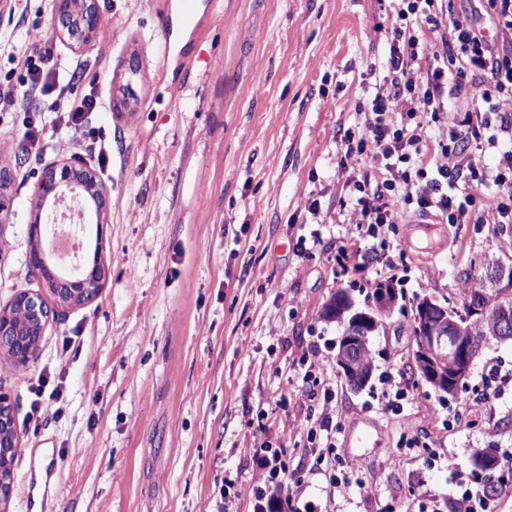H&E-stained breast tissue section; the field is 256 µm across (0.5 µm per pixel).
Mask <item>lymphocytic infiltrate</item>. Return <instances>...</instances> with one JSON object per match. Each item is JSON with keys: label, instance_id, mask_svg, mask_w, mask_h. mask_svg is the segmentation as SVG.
<instances>
[{"label": "lymphocytic infiltrate", "instance_id": "obj_1", "mask_svg": "<svg viewBox=\"0 0 512 512\" xmlns=\"http://www.w3.org/2000/svg\"><path fill=\"white\" fill-rule=\"evenodd\" d=\"M439 0H399L392 14L394 37L388 70L393 94L376 93L365 121L348 129L345 139L354 145L357 161L376 164L374 182L353 186L356 223L368 234L396 223L402 205L417 214L437 213L451 224H463L473 204H480L483 224L512 222V147L501 151L495 168L478 166L473 145L496 144L499 135L512 137V123L502 116L498 98L512 93V51L484 36L465 20H448ZM446 28L442 47L428 51L419 35L422 25ZM431 62H424V55ZM14 67L1 88L27 103L32 95L46 97V111L56 123L85 121L99 102L94 94L54 95L61 68L56 45L45 42L34 49L13 50ZM467 100L463 120L438 143L435 163L426 159L425 140L415 128L420 114L439 116L451 100Z\"/></svg>", "mask_w": 512, "mask_h": 512}]
</instances>
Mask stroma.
<instances>
[{"mask_svg": "<svg viewBox=\"0 0 512 512\" xmlns=\"http://www.w3.org/2000/svg\"><path fill=\"white\" fill-rule=\"evenodd\" d=\"M98 2L108 38L76 46L44 0L23 22L0 0V75L13 67L7 46L50 39L65 94L101 98L86 123L57 129L42 98L23 113L0 96V168L13 175L0 307L46 287L28 268L43 172L88 166L96 146L111 196L99 296L51 322L29 365L0 353L19 436L10 512H26L30 471L49 464L42 448L54 474L41 512H260L251 486L265 443L280 452L288 512H444L450 472L473 483L477 453L512 448V389L481 400L488 364L512 367V340L490 342L442 394L413 375L410 308L424 296L460 306L461 270L512 257V231L410 213L370 238L354 224L352 186L377 171L348 156L343 136L392 90L390 0H205L203 40L177 46L193 61L187 76L137 53L161 39L162 0ZM443 11L512 43L486 0H445ZM129 59L139 100L119 115L116 66ZM29 120L43 128L36 154L22 138ZM386 280L402 306L371 338L374 375L356 389L321 307L339 289L364 305ZM385 371L407 393L396 411L380 405ZM306 376L336 391L342 425L326 455L297 426ZM467 400L472 411L453 421ZM334 470L349 475L343 491Z\"/></svg>", "mask_w": 512, "mask_h": 512, "instance_id": "stroma-1", "label": "stroma"}]
</instances>
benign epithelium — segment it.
<instances>
[{
  "mask_svg": "<svg viewBox=\"0 0 512 512\" xmlns=\"http://www.w3.org/2000/svg\"><path fill=\"white\" fill-rule=\"evenodd\" d=\"M62 20L72 18L86 34H92L102 26L97 8V0H60ZM70 199L79 205L80 223L96 225L95 250L102 249L105 241L106 214L110 205V195L91 172L70 163H62L45 171L38 182L33 196V207L42 214L48 206ZM484 287L479 298L470 308L464 320L456 313L433 298L419 302L415 312L414 371L417 377L432 385L440 392H451L457 384L468 376L474 357L472 349L475 339L472 328L482 327L485 339H502L507 324L512 322V314L497 325H484V314L488 307L499 305L512 297V263L500 260L483 265ZM107 273L99 259L81 268L61 270L60 277L51 281L50 290L62 307L80 305L95 299L102 290ZM399 301V291L393 283H384L372 297L369 311L359 310L350 295L343 293L336 299V322L343 329L340 336L337 360L341 368L353 377L360 386L371 379L362 375L352 358L354 351L367 347L369 336L380 329L375 314L388 316ZM18 304L27 310L33 322V335L43 336L50 318L43 297L35 292L22 291L8 302ZM19 331L6 312L0 311V351L13 354V359L24 366L39 351V341L23 345L17 340ZM17 444V432L13 406L9 396L0 392V509L6 510L13 494L14 473L4 463Z\"/></svg>",
  "mask_w": 512,
  "mask_h": 512,
  "instance_id": "obj_1",
  "label": "benign epithelium"
}]
</instances>
